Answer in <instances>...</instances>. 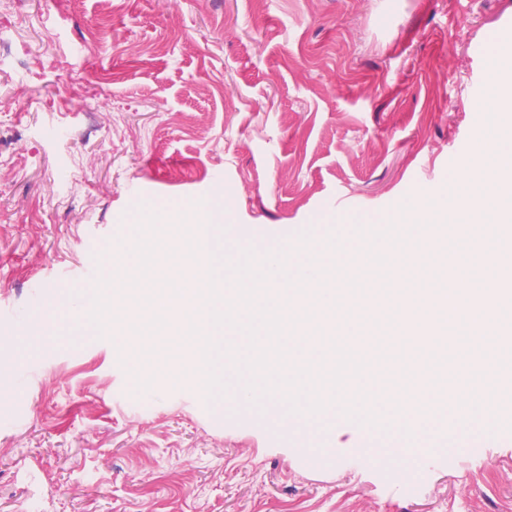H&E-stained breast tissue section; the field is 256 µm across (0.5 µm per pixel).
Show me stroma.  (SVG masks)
<instances>
[{
  "label": "stroma",
  "instance_id": "35a3bbf8",
  "mask_svg": "<svg viewBox=\"0 0 512 512\" xmlns=\"http://www.w3.org/2000/svg\"><path fill=\"white\" fill-rule=\"evenodd\" d=\"M512 0H0V512H512V415L454 429L397 479L364 455L396 432L277 423L188 375L139 389L108 335L69 318L136 213L223 195L241 237L358 232L458 170L480 123L485 52ZM70 74L54 85L56 71ZM383 308L359 340L391 349Z\"/></svg>",
  "mask_w": 512,
  "mask_h": 512
}]
</instances>
